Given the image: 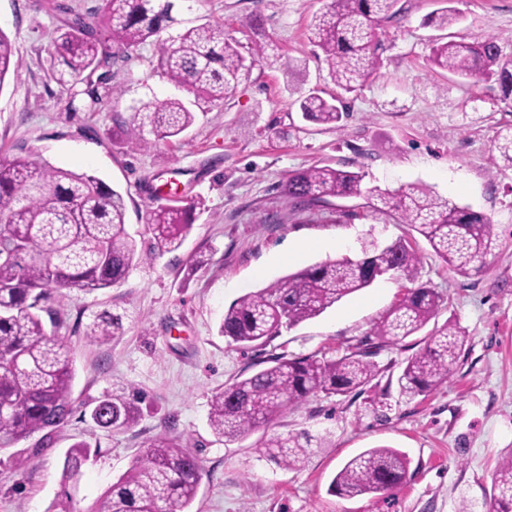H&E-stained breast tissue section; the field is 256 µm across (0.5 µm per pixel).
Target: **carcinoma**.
Segmentation results:
<instances>
[{"label":"carcinoma","mask_w":512,"mask_h":512,"mask_svg":"<svg viewBox=\"0 0 512 512\" xmlns=\"http://www.w3.org/2000/svg\"><path fill=\"white\" fill-rule=\"evenodd\" d=\"M399 0H330L313 19L312 41L323 53L336 86L352 93L378 71L379 30L397 18ZM172 0H105L101 23L107 39L95 37L80 13L57 30L48 49L53 75L70 79L71 100L96 108L100 98L85 92L95 72L119 52L154 39L158 68L174 85L193 95L152 99L132 107L128 134L147 147L182 136L196 121L194 108L229 98L249 70L237 40L224 26L198 17L178 19ZM175 37H162L173 25ZM430 60L465 79H495L503 101L512 97V55L499 39L436 42ZM22 60L0 31V86ZM304 120L338 125L344 114L340 96L328 99L312 91L299 101ZM358 171L313 166L292 173L281 193L298 210H312L333 199L364 197L374 213H396L399 223L420 235L450 268L478 274L494 249V225L481 213L461 207L424 185L395 193L362 188ZM200 199L184 205L159 204L146 211L151 235L137 246L126 224L124 195L90 172H74L30 156L0 158V450L43 433L40 447H50L51 433L72 414L74 361L63 336L60 306L74 289L92 292L125 280L129 271L165 253L177 251L192 229ZM420 257L412 242L362 243L361 254L328 259L240 296L224 313L219 335L242 349L265 344L282 328L314 319L344 298L370 287L378 278L397 275L413 283L400 303L374 329L381 349L396 346L422 331L441 306L438 293L415 284ZM120 318L106 312L93 316L88 339L104 344L121 335ZM468 342L457 323L448 321L424 338V345L402 360L399 394L413 400L448 383ZM365 352L335 359L315 356L271 360V365L215 392L209 425L214 435L235 441L267 427L273 419L318 393L346 395L378 375ZM139 397L107 396L89 411L104 429L134 426ZM327 438L307 432L273 434L257 442L260 457L284 468L302 467L312 447ZM90 446L76 442L67 451L63 477L77 483L89 460ZM410 468L396 448H368L349 459L330 483L341 497L386 495L400 487ZM201 480L195 454L166 433L151 439L132 467L98 498L87 512H191ZM488 512H512V453L498 461Z\"/></svg>","instance_id":"1"}]
</instances>
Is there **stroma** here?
<instances>
[{
    "label": "stroma",
    "instance_id": "35a3bbf8",
    "mask_svg": "<svg viewBox=\"0 0 512 512\" xmlns=\"http://www.w3.org/2000/svg\"><path fill=\"white\" fill-rule=\"evenodd\" d=\"M328 0H200L197 15L222 23L244 50L270 42L280 56L255 64L230 99L206 107L184 143L146 148L121 124L147 98L177 96L157 67L154 43L117 57L96 111L69 109L67 86L49 75L47 48L66 18L48 0H0V30L15 45L21 67L0 85V157L29 155L76 172L90 171L126 199V223L137 242L150 238L151 207L199 197L205 207L182 247L134 267L120 284L64 297L60 330L74 359L73 414L42 451L38 437L0 451V512H47L61 499L64 454L77 441L97 448L73 491L90 507L123 475L148 441L181 437L196 453L201 482L193 512H457L484 498L501 456L512 452V160L493 145L512 124V106L496 82L461 79L432 65L441 36H498L512 53V0H401L403 10L382 29L381 66L373 79L342 96L340 126L302 119L301 96L339 94L309 24ZM461 15L440 29L428 17L443 8ZM260 14L261 30L246 27ZM125 93L113 99L111 88ZM329 165L362 172L365 187L395 192L422 184L487 216L498 246L481 273L463 276L424 240L417 283L442 298L435 318L466 331L469 347L449 382L429 396H400L404 358L421 336L377 350L378 375L361 393L310 396L276 418L273 433H330L329 447L285 470L260 459L257 434L235 442L213 435L212 395L268 366L271 358H336L361 351L385 313L406 293L405 279L385 276L317 318L282 330L265 345L242 350L218 334L225 311L241 295L289 273L342 255L362 241L408 235L406 225L368 214L361 200L336 199L311 212L292 211L279 186L289 174ZM206 267L188 274L196 253ZM120 315L123 334L90 342L93 314ZM138 393L134 427L105 430L90 419L96 402ZM387 445L411 460L391 497L334 495L329 484L354 455Z\"/></svg>",
    "mask_w": 512,
    "mask_h": 512
}]
</instances>
